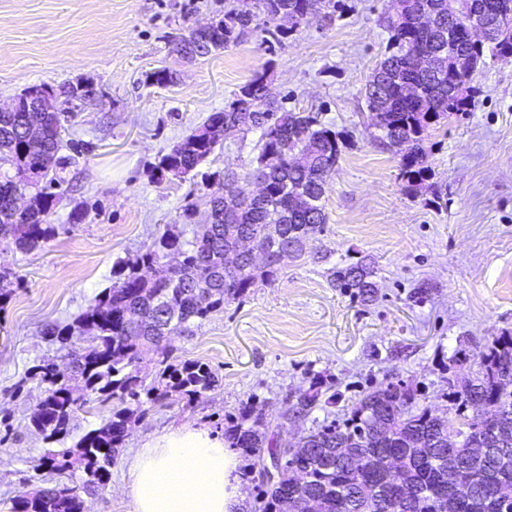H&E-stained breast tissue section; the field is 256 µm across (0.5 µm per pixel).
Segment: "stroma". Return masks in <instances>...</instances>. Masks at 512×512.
<instances>
[{
  "label": "stroma",
  "instance_id": "obj_1",
  "mask_svg": "<svg viewBox=\"0 0 512 512\" xmlns=\"http://www.w3.org/2000/svg\"><path fill=\"white\" fill-rule=\"evenodd\" d=\"M226 0H0V107L42 83L92 84L66 134L69 162L55 235L22 252L0 243L13 272L0 304V512L9 499L54 485L35 460L49 450L31 425L42 397L36 365L68 372L64 349L45 336L66 326L112 284L117 261L135 258L164 230L201 232L220 183L205 175L245 174L256 164L260 130L221 140L196 170L158 179L160 158L211 113L223 111L255 72L267 71L272 99L321 113L344 140L323 199L326 223L315 253L288 259L274 280L256 281L193 333L169 337L172 362L200 360L217 386L192 404L145 403L100 487L84 491L89 512H131L125 459L147 435L183 422L221 432L249 397L278 420L287 397L320 377L336 401L278 429L341 420L370 389L402 381L436 413L449 406V379L474 375L490 337L512 333V56L488 59L471 81L469 111L449 114L426 146L431 173L406 187L400 157L380 144L363 97L382 59L391 0H339L287 35L252 32L216 54L187 58L171 39L223 14ZM168 69L163 85L147 73ZM87 211L72 223L76 204ZM194 204L192 218L183 215ZM372 262L370 302L340 291L331 270ZM466 351L471 360L456 364Z\"/></svg>",
  "mask_w": 512,
  "mask_h": 512
}]
</instances>
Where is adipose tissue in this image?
Listing matches in <instances>:
<instances>
[{
    "label": "adipose tissue",
    "mask_w": 512,
    "mask_h": 512,
    "mask_svg": "<svg viewBox=\"0 0 512 512\" xmlns=\"http://www.w3.org/2000/svg\"><path fill=\"white\" fill-rule=\"evenodd\" d=\"M239 458L223 436L180 423L143 439L126 461L132 512H246Z\"/></svg>",
    "instance_id": "1"
}]
</instances>
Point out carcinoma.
I'll use <instances>...</instances> for the list:
<instances>
[{"label": "carcinoma", "mask_w": 512, "mask_h": 512, "mask_svg": "<svg viewBox=\"0 0 512 512\" xmlns=\"http://www.w3.org/2000/svg\"><path fill=\"white\" fill-rule=\"evenodd\" d=\"M473 1L489 6L500 23L512 32V0H453L460 17L467 16ZM330 0H253L249 8L234 4L224 10L205 42L194 31L172 39L174 49L198 55L220 51L242 36L277 20L287 11L306 21ZM418 13L448 15V0H393L388 17V53L373 69L364 87L367 108L373 113L378 139L400 149V171L408 186L423 183L430 171L424 142L430 130L450 112H465L472 105L473 87L458 97L448 96L454 80L471 82L486 64L485 52L497 47L466 41L462 33L422 35L414 26ZM426 49L434 66L423 72L412 64L416 52ZM231 110L214 112L162 156L156 169L160 177H184L215 149L217 142L203 132L231 115L238 126L232 133L262 129L256 166L239 178L244 189L255 176L267 183L262 199L242 197L210 215L209 235L187 240L165 231L158 241L130 261L115 264L116 281L99 293L73 324L53 325L46 335L67 347L71 375L51 363L35 366L33 378L44 386V397L32 419L35 432L48 443L68 434L80 408L72 384L82 386L87 398L113 401L112 415L88 431L72 448L50 450L35 468L49 473H83V486H99L109 478V468L123 446L128 428L143 401L178 399L191 404L218 383L206 363L186 360L158 363L151 384L140 367L144 348H158L167 339L166 328L189 331L224 303L246 295L255 280L273 279L278 266L257 268L245 258L235 267L224 266V253L236 249L241 235L261 248H288L300 256L322 233L326 216L322 174L336 166L340 155L336 131L314 112H294L271 103L267 74L257 72L228 103ZM75 113L0 112V242L25 251L35 250L55 234L50 223L61 194L59 182L48 178L62 164V129ZM311 198L304 211L289 208L297 194ZM27 197V206H13L16 196ZM269 224L283 227V236L271 242ZM167 252L182 257L169 280H149L151 268ZM373 269L363 263L336 267L331 276L344 292L367 301L374 295ZM479 369L464 380L448 379L445 397L459 421L456 438L448 445L446 421L419 402L420 393L403 383H389L368 392L342 422H331L306 431L295 448L278 445L261 404L250 400L232 419L233 447L261 464L264 457L283 459L282 467L260 497V512H281L288 499L291 512L315 497L322 512H443L437 496H449L466 483L472 495L458 502L455 512H512V497L500 496L512 487V334L496 336L481 351ZM336 400L326 383L317 379L287 401L283 421L302 420L323 403ZM472 415H467L468 409ZM12 512H88L78 487L58 483L24 492L12 500Z\"/></svg>", "instance_id": "1"}]
</instances>
